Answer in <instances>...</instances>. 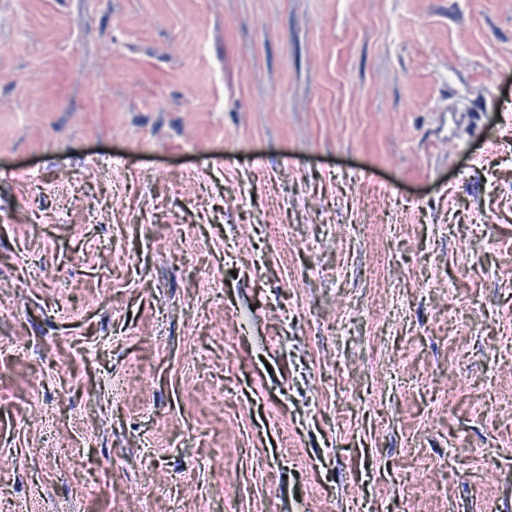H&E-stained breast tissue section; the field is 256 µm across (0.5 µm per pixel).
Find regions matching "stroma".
I'll use <instances>...</instances> for the list:
<instances>
[{
  "instance_id": "stroma-1",
  "label": "stroma",
  "mask_w": 512,
  "mask_h": 512,
  "mask_svg": "<svg viewBox=\"0 0 512 512\" xmlns=\"http://www.w3.org/2000/svg\"><path fill=\"white\" fill-rule=\"evenodd\" d=\"M0 512H512V0H0Z\"/></svg>"
}]
</instances>
